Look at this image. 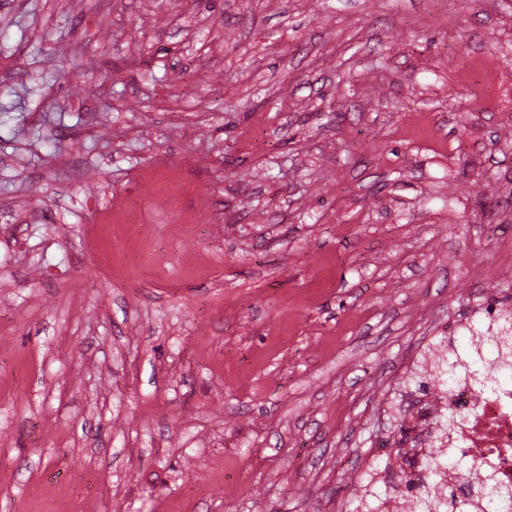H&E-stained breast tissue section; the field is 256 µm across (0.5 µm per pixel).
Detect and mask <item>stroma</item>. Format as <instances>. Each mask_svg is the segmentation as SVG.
<instances>
[{
	"mask_svg": "<svg viewBox=\"0 0 512 512\" xmlns=\"http://www.w3.org/2000/svg\"><path fill=\"white\" fill-rule=\"evenodd\" d=\"M490 303L512 0H0V512H350Z\"/></svg>",
	"mask_w": 512,
	"mask_h": 512,
	"instance_id": "1",
	"label": "stroma"
}]
</instances>
